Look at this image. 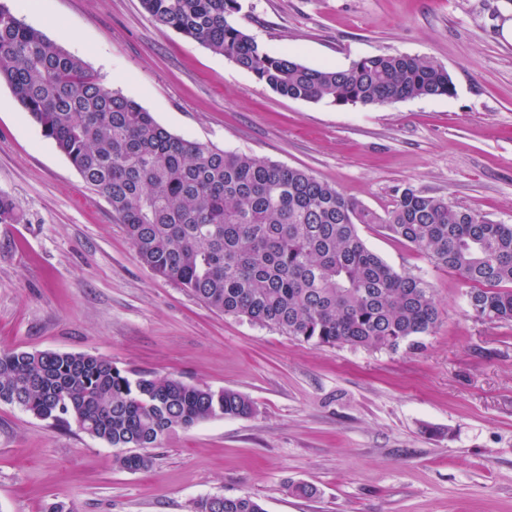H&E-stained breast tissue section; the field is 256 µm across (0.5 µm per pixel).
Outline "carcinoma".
Here are the masks:
<instances>
[{"instance_id":"carcinoma-1","label":"carcinoma","mask_w":512,"mask_h":512,"mask_svg":"<svg viewBox=\"0 0 512 512\" xmlns=\"http://www.w3.org/2000/svg\"><path fill=\"white\" fill-rule=\"evenodd\" d=\"M158 24L250 72L273 92L337 106L450 97L442 64L376 54L312 68L269 53L235 22L240 0H140ZM84 182L105 198L140 262L226 316L315 346L394 350L430 333L440 310L426 281L367 247L358 225L423 252L468 286V314L512 322V224L410 187L378 213L309 172L176 136L85 62L0 3V83ZM18 215L0 195V223ZM0 402L115 449L147 468L170 432L247 417L253 402L91 354L0 350ZM195 512H265L250 495Z\"/></svg>"}]
</instances>
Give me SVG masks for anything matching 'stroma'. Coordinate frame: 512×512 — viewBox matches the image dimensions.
<instances>
[{
	"instance_id": "1",
	"label": "stroma",
	"mask_w": 512,
	"mask_h": 512,
	"mask_svg": "<svg viewBox=\"0 0 512 512\" xmlns=\"http://www.w3.org/2000/svg\"><path fill=\"white\" fill-rule=\"evenodd\" d=\"M266 50L344 68L406 54L443 63L453 97L339 107L283 97L156 24L140 0H40L26 23L57 39L174 135L308 171L383 211L407 187L512 224V0H241ZM0 349L86 353L255 405L161 443L150 467L0 403V512H194L252 495L266 512H512V323L467 315L466 286L375 226L358 231L439 303L397 350L313 346L211 310L137 259L104 197L0 84ZM317 487L307 499L292 484Z\"/></svg>"
}]
</instances>
